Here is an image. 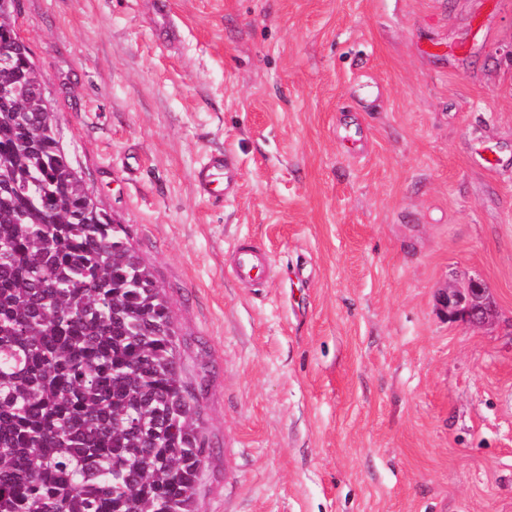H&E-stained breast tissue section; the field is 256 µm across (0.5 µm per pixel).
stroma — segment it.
I'll return each mask as SVG.
<instances>
[{
	"label": "stroma",
	"instance_id": "stroma-1",
	"mask_svg": "<svg viewBox=\"0 0 512 512\" xmlns=\"http://www.w3.org/2000/svg\"><path fill=\"white\" fill-rule=\"evenodd\" d=\"M151 2L13 22L168 296L198 512H512V0H170L173 43ZM240 242L267 287L235 279ZM472 277L481 328L440 302ZM235 166L224 153L211 154L198 172V181L208 193H225L232 184ZM272 260L270 254L259 246L238 247L232 270L238 281L251 287H262L270 277Z\"/></svg>",
	"mask_w": 512,
	"mask_h": 512
}]
</instances>
